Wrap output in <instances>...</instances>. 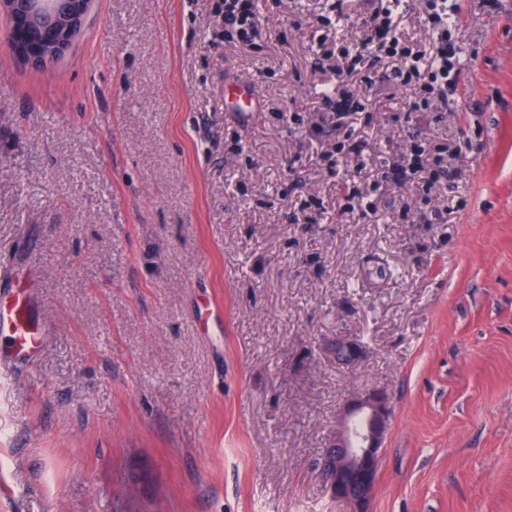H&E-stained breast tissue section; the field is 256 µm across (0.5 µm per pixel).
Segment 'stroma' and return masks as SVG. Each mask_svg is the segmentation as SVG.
Wrapping results in <instances>:
<instances>
[{
	"mask_svg": "<svg viewBox=\"0 0 512 512\" xmlns=\"http://www.w3.org/2000/svg\"><path fill=\"white\" fill-rule=\"evenodd\" d=\"M215 2L92 0L45 69L0 41V267L46 325L0 368V512H349L317 462L368 389L392 406L370 512H512V0H462L447 110L352 85L366 219L353 162L320 159L332 0H265L248 47L212 38ZM243 83L257 110H226ZM416 137L448 179L372 190ZM338 336L368 356L336 364Z\"/></svg>",
	"mask_w": 512,
	"mask_h": 512,
	"instance_id": "1",
	"label": "stroma"
}]
</instances>
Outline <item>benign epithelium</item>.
Returning <instances> with one entry per match:
<instances>
[{"instance_id":"1","label":"benign epithelium","mask_w":512,"mask_h":512,"mask_svg":"<svg viewBox=\"0 0 512 512\" xmlns=\"http://www.w3.org/2000/svg\"><path fill=\"white\" fill-rule=\"evenodd\" d=\"M90 0H0L7 10L8 48L26 47L29 65L42 67L43 55L68 51L65 36L81 28ZM330 356L339 365L362 361L366 347L349 336L336 337ZM391 416L384 391H356L347 401L336 434L319 462L332 496L346 502L350 512H368L381 465L382 447Z\"/></svg>"}]
</instances>
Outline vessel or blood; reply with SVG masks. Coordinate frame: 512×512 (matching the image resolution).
<instances>
[{"label":"vessel or blood","mask_w":512,"mask_h":512,"mask_svg":"<svg viewBox=\"0 0 512 512\" xmlns=\"http://www.w3.org/2000/svg\"><path fill=\"white\" fill-rule=\"evenodd\" d=\"M0 335L9 339L8 345L0 348V363L32 358L41 349V322L35 314L33 295L26 289L0 297Z\"/></svg>","instance_id":"b4317fda"}]
</instances>
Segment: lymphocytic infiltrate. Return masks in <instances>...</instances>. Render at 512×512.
I'll list each match as a JSON object with an SVG mask.
<instances>
[{
	"label": "lymphocytic infiltrate",
	"mask_w": 512,
	"mask_h": 512,
	"mask_svg": "<svg viewBox=\"0 0 512 512\" xmlns=\"http://www.w3.org/2000/svg\"><path fill=\"white\" fill-rule=\"evenodd\" d=\"M396 3L397 0H378L377 7L356 24L351 42L339 40L333 48L322 49L316 67L321 69L326 62H333L340 81L339 86L322 93V111L335 113L340 120L361 111V104L347 84L352 79L371 84L373 73L386 59L396 62L392 71L396 85L411 93L404 106L406 112H425L435 99H446L449 74L461 71L456 56L457 26L452 20L461 9L458 0H418L417 17L429 35L423 47L401 34ZM223 14L226 40L248 46L259 36V0H224ZM447 172L442 150L420 140L412 143L389 168L378 169L373 185L381 187L395 177L427 188Z\"/></svg>",
	"instance_id": "1"
}]
</instances>
